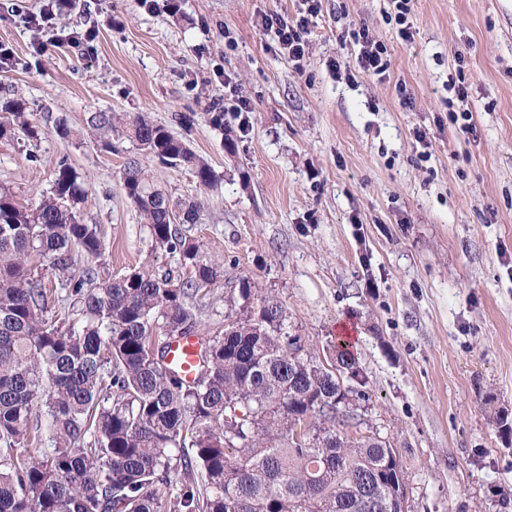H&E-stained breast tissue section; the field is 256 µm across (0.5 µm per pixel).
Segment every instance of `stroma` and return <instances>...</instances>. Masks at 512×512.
I'll use <instances>...</instances> for the list:
<instances>
[{
  "mask_svg": "<svg viewBox=\"0 0 512 512\" xmlns=\"http://www.w3.org/2000/svg\"><path fill=\"white\" fill-rule=\"evenodd\" d=\"M47 2L0 0V44L13 54L0 90L40 129L0 140V184L33 201L67 159L92 189L81 217L101 226L112 272L165 269L175 257L152 253L123 188L125 163L139 160L173 200L201 204L190 234L224 268L202 299L207 328L223 329L242 276L281 301L325 366L350 323L367 394L353 406L357 430L394 449L407 512H512V0H413L409 42L387 22L388 0H322L298 65L256 15L294 19L301 0H176L172 11L77 0L39 32L28 21ZM363 25L391 54L386 80L357 72V45L338 39ZM88 30L90 58L67 41ZM454 81L467 100L449 102ZM232 87L254 107L248 130L229 113L220 129L208 119ZM452 108L469 111L472 132L449 122ZM99 111L167 125L214 182L90 131ZM177 112L194 125L173 122Z\"/></svg>",
  "mask_w": 512,
  "mask_h": 512,
  "instance_id": "1",
  "label": "stroma"
}]
</instances>
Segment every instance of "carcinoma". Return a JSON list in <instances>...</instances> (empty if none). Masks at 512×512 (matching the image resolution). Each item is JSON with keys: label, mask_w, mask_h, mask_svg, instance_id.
Instances as JSON below:
<instances>
[{"label": "carcinoma", "mask_w": 512, "mask_h": 512, "mask_svg": "<svg viewBox=\"0 0 512 512\" xmlns=\"http://www.w3.org/2000/svg\"><path fill=\"white\" fill-rule=\"evenodd\" d=\"M0 112V139L39 137L22 100ZM115 120L95 112L88 124ZM122 124L161 163L191 168L204 187L215 180L166 126L143 115ZM123 187L152 250L177 267L112 274L100 225L80 218L89 187L65 159L33 202L0 187V512H367L388 497L389 474L403 477L382 468L390 449L336 429L351 418L347 398H366L351 342L336 338L333 370L295 355L282 304L245 278L239 309L205 332L197 297L224 271L185 228L200 203L171 202L182 217L172 222L170 198L135 160ZM189 336L200 343L191 380L166 365Z\"/></svg>", "instance_id": "carcinoma-1"}]
</instances>
